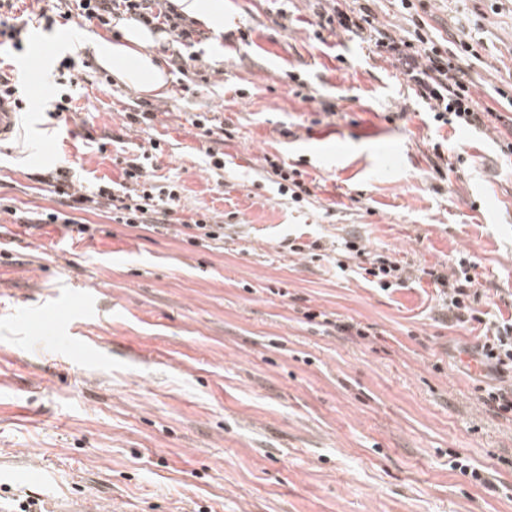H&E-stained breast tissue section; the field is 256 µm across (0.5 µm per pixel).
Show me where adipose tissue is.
I'll return each mask as SVG.
<instances>
[{
  "mask_svg": "<svg viewBox=\"0 0 512 512\" xmlns=\"http://www.w3.org/2000/svg\"><path fill=\"white\" fill-rule=\"evenodd\" d=\"M118 31V36L111 39L90 37L87 47L94 62L141 93L151 95L165 90L167 70L157 52L164 34L133 20L120 21Z\"/></svg>",
  "mask_w": 512,
  "mask_h": 512,
  "instance_id": "adipose-tissue-1",
  "label": "adipose tissue"
}]
</instances>
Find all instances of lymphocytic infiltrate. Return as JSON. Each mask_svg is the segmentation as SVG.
<instances>
[{
    "instance_id": "obj_1",
    "label": "lymphocytic infiltrate",
    "mask_w": 512,
    "mask_h": 512,
    "mask_svg": "<svg viewBox=\"0 0 512 512\" xmlns=\"http://www.w3.org/2000/svg\"><path fill=\"white\" fill-rule=\"evenodd\" d=\"M76 17L107 29L113 20H133L166 33L173 46L166 65L186 78L195 67V46L201 43L202 33L193 21L177 12L172 0H31L26 7L20 6L19 0H0V39L18 49L29 22H42L50 27L56 19L69 22ZM326 22L338 24L390 59L407 87L433 112L436 122L461 125L477 132L498 127L497 146L503 156L512 158V91L495 88L500 111L479 107L472 94L475 83L462 66L464 58L476 54L473 43L443 45L421 19L414 21L412 31L406 35L393 36L377 26L374 15L365 6L347 12L332 8ZM40 179L53 187L60 207L31 212L29 223L69 224L81 235L88 233L90 227L78 219V212L104 206L111 209L116 223L158 229L172 223L180 201L178 185H154L144 166L133 159L125 160L121 181L97 183L88 195L70 193L69 168L54 167L41 174ZM333 251L353 261L361 277L369 278L379 288L400 286L411 278L408 263L388 252L369 250L357 237L334 243ZM476 267L471 256L462 253L451 266L424 267L420 275L429 281L446 306L451 325L483 323L482 340L476 347L481 367L502 377H512V319L484 323L477 308L481 292Z\"/></svg>"
}]
</instances>
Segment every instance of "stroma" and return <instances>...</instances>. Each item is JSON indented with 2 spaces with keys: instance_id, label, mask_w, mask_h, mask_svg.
<instances>
[{
  "instance_id": "1",
  "label": "stroma",
  "mask_w": 512,
  "mask_h": 512,
  "mask_svg": "<svg viewBox=\"0 0 512 512\" xmlns=\"http://www.w3.org/2000/svg\"><path fill=\"white\" fill-rule=\"evenodd\" d=\"M329 0H224V31L205 41L206 82L169 78L152 129L127 128L141 93L76 75L77 114H35L0 145V502L41 512L94 502L99 512H512V421L483 406L479 384L512 379L470 357L480 329L449 326L428 281L384 291L353 271L289 254L288 241L359 237L415 266L473 256L480 311L512 316V164L494 132L436 123L391 61L318 25ZM437 37L474 38L475 96L512 82V0H430ZM226 137L210 170L196 113ZM109 135L127 154L149 140L159 186L181 188L179 220L153 230L85 214L79 238L19 213L56 208L34 157L50 148L79 186L120 181ZM468 172L432 169L434 142ZM399 163L382 172L380 152ZM300 165L320 187L295 202L264 156ZM210 210L222 248L187 243L183 223ZM369 327L336 332L335 318ZM86 344L55 346V321ZM482 468L479 486L452 469ZM45 481L22 478L31 463Z\"/></svg>"
}]
</instances>
